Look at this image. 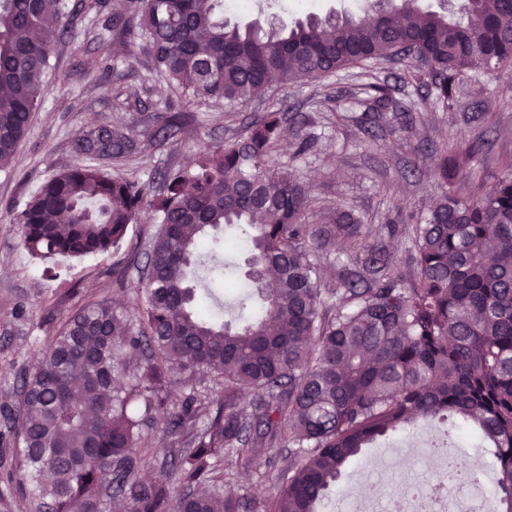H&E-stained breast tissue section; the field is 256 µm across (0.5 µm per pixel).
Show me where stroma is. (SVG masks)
<instances>
[{"label":"stroma","instance_id":"stroma-1","mask_svg":"<svg viewBox=\"0 0 512 512\" xmlns=\"http://www.w3.org/2000/svg\"><path fill=\"white\" fill-rule=\"evenodd\" d=\"M118 2L97 0L56 30L44 103L7 171L0 172V410L16 407L23 377L78 308L108 302L128 316L136 314L138 269L155 231L151 215L130 226L119 252L80 259H34L17 235L16 217L30 196L55 173L82 163L73 145L82 132L100 125L124 129L136 150L103 166L138 181L152 195L165 170L187 166L201 149L243 137L266 112L281 111L288 142L275 161L308 187L307 222L324 223L329 207L354 210L364 223L381 226L375 240L386 245L404 275L412 249L405 229L440 193L431 174L437 153L451 140L475 145L472 181L456 184L460 195L474 183L491 189L503 159L512 156V65L491 79L466 71L449 111L436 104L428 77L412 61L383 62L358 78L344 71L319 80L300 78L232 111L221 103L189 108L174 86L151 75L146 38L130 41L99 32V16L117 10ZM353 3L276 0L271 11L292 22L340 13ZM373 80L391 88L404 113L367 111L363 86ZM302 139L314 146L300 154L296 144ZM460 461L481 473L477 491L492 495L498 465L491 449L466 428L448 429L437 418L419 421L379 438L348 463L322 512H371V482L404 487L419 476L431 483L441 469ZM281 467L277 459L244 468L227 456L226 489L272 499ZM23 481L10 444L0 442V512H31Z\"/></svg>","mask_w":512,"mask_h":512}]
</instances>
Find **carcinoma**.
<instances>
[{"label": "carcinoma", "mask_w": 512, "mask_h": 512, "mask_svg": "<svg viewBox=\"0 0 512 512\" xmlns=\"http://www.w3.org/2000/svg\"><path fill=\"white\" fill-rule=\"evenodd\" d=\"M365 19L310 15L264 26L224 20V0H125L102 24L147 38L152 70L187 102L229 108L285 86L391 61L402 52L451 108L455 81L512 63V0H464L467 22L417 0H376ZM77 0H0V169L14 157L42 103L51 30ZM373 106L389 86L365 85ZM283 115L268 112L247 134L169 170L149 201L156 221L132 323L106 303L67 320L22 380L19 406L4 412L5 438L29 483L35 512H318L344 465L362 449L422 418L458 420L493 448L495 512H512V174L493 191L443 190L408 229L412 272L395 273L383 246L350 211L306 223L308 191L271 157ZM77 152H132L120 128L74 140ZM470 150L451 143L437 158L440 185L463 179ZM145 189L79 165L45 181L18 214L21 244L35 259L118 251L138 222ZM250 239L258 317L237 328L210 320L197 289L224 280L220 237ZM342 239L336 283L322 281L318 248ZM135 361L129 382L116 370ZM217 391L197 393L198 373ZM183 446L157 478L138 477L155 449L154 416ZM288 449L270 502L224 497V455L246 465Z\"/></svg>", "instance_id": "cac0c4a2"}]
</instances>
